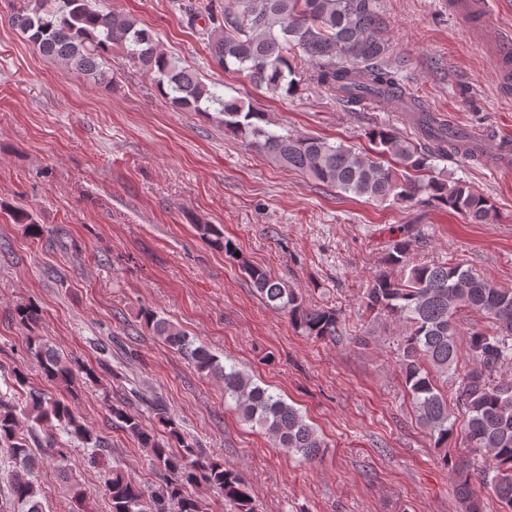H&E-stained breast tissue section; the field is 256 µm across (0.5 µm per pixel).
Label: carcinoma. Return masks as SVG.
<instances>
[{
    "label": "carcinoma",
    "instance_id": "obj_1",
    "mask_svg": "<svg viewBox=\"0 0 512 512\" xmlns=\"http://www.w3.org/2000/svg\"><path fill=\"white\" fill-rule=\"evenodd\" d=\"M189 27L204 21L201 35L207 41L210 66L226 72H243L251 83L273 95L297 90L295 61L308 63L306 81L335 96L346 106L364 107L378 99L391 101L410 113L427 146L419 147L397 137L388 128L368 132L375 146L369 156L342 142L318 136H301L282 127L272 128L267 114L240 98L224 97L216 84L179 65L159 43L155 33L132 14L98 8L91 0H27L11 15V23L27 35L39 51L62 61L68 69L106 80L101 59L120 46L129 63L151 77L158 93L173 107L186 112L215 111L224 129L255 147L280 167L307 173L318 184L380 204L412 203L421 196L464 217L470 224H487L495 216L491 200L463 181H448L420 173L431 158L450 153L471 156L468 140L447 121L427 110L400 82V66L389 61V44L377 0H225L215 15L191 0H174ZM14 223L25 225L37 238L42 226L25 209L12 210ZM196 234L209 247L231 256L235 249L217 224H196ZM412 240H395L378 273L364 294L367 311L401 321L402 336L393 341L394 354L417 419L445 448L456 428V413L466 418L470 448H482L491 460L481 480L500 503L512 509V380L498 381L493 372L512 362V286L493 283L459 262L416 264ZM243 273L267 305L288 313L295 327L322 340L340 338L336 310L309 306L284 281L263 268L241 263ZM476 313L488 327L469 332L467 357L473 367L461 374L458 364L460 314ZM140 318L168 345L187 357L194 369L224 384V404L237 418L260 428L275 443L301 456L317 458L324 439L289 405L281 394L262 387L236 363L223 364L203 345H197L177 326L145 308ZM14 317L23 326L39 318V308L18 305ZM27 354L36 360L58 390L75 388L77 374L71 361L57 354L40 336H30ZM458 382L454 401L437 385V378ZM164 434L143 425L137 413L125 406L112 407V421L135 437L148 454L160 483L151 492L121 471L107 479L112 512H204L190 489L206 485L224 498L232 512H256L251 490L238 471L205 454L196 440L186 437L176 422L158 409ZM27 422L47 433V447L56 448L52 430L59 423L71 438L86 448L105 443L64 400L44 391L28 392L19 406L0 394V447L13 462L9 485L21 512H44L46 491L34 481L37 459L19 436ZM455 493L463 512H483L472 488L470 461L454 464ZM149 509H143L144 498Z\"/></svg>",
    "mask_w": 512,
    "mask_h": 512
}]
</instances>
